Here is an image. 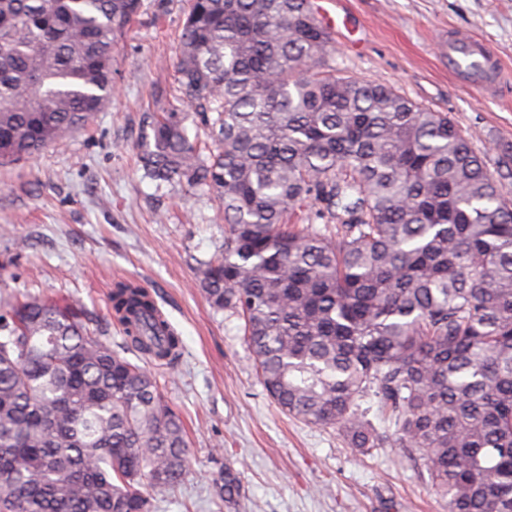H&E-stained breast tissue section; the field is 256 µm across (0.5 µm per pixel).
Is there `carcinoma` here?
<instances>
[{
	"label": "carcinoma",
	"mask_w": 512,
	"mask_h": 512,
	"mask_svg": "<svg viewBox=\"0 0 512 512\" xmlns=\"http://www.w3.org/2000/svg\"><path fill=\"white\" fill-rule=\"evenodd\" d=\"M142 0H0V160L84 128L112 98ZM312 0H191L178 104L138 148L157 185L207 187L224 249L198 267L244 320L265 391L362 453L419 456L448 512H512V201L444 112L323 75ZM195 115L216 153L201 157ZM121 350L87 311L29 296L0 314V512H152L190 448L148 361L180 337L152 293H111ZM131 353L137 361L125 357ZM394 419L378 434L365 395ZM226 503L237 471L213 480Z\"/></svg>",
	"instance_id": "1"
}]
</instances>
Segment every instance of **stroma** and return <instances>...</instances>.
Wrapping results in <instances>:
<instances>
[{
	"instance_id": "1",
	"label": "stroma",
	"mask_w": 512,
	"mask_h": 512,
	"mask_svg": "<svg viewBox=\"0 0 512 512\" xmlns=\"http://www.w3.org/2000/svg\"><path fill=\"white\" fill-rule=\"evenodd\" d=\"M188 9L143 0L118 39L109 105L40 154L0 164V311L26 295L81 306L117 346L114 283L150 288L181 339L177 362L154 372L193 448L182 483L156 493L157 512H448L406 449L363 454L336 428L284 413L260 382L242 320L198 288L200 261L224 246V211L207 189L157 186L136 160L145 113L179 95L173 60ZM336 11L329 65L448 113L489 168L512 150V81L479 93L440 54L467 33L512 73V0H339ZM219 452L239 472L233 505L212 494Z\"/></svg>"
}]
</instances>
